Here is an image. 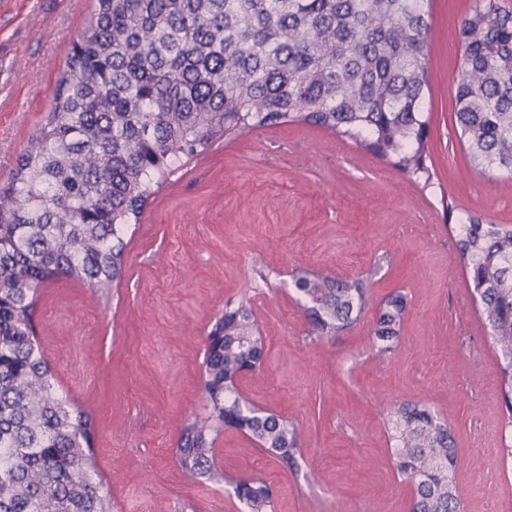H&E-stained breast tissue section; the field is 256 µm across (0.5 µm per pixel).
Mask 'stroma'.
<instances>
[{"mask_svg": "<svg viewBox=\"0 0 512 512\" xmlns=\"http://www.w3.org/2000/svg\"><path fill=\"white\" fill-rule=\"evenodd\" d=\"M482 0H432L430 162L417 184L354 141L296 123L214 144L150 197L124 237L119 285L91 299L61 279L42 288L35 324L57 391L98 421L97 470L113 512H244L231 486L187 478L175 449L202 413L205 338L227 304L247 301L264 362L244 397L299 430L293 468L226 429L215 464L259 476L274 512H408L386 406L427 405L459 449L467 512H512L495 350L457 256L456 218L512 224V178L469 163L454 122L456 31ZM90 0H0V185L47 111ZM370 283L360 320L310 336L296 271ZM409 298L394 350L374 335L381 302Z\"/></svg>", "mask_w": 512, "mask_h": 512, "instance_id": "1", "label": "stroma"}]
</instances>
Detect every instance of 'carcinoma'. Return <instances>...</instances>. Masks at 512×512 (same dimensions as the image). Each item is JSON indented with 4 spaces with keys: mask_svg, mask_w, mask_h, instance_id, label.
Returning <instances> with one entry per match:
<instances>
[{
    "mask_svg": "<svg viewBox=\"0 0 512 512\" xmlns=\"http://www.w3.org/2000/svg\"><path fill=\"white\" fill-rule=\"evenodd\" d=\"M460 22L454 114L471 166L512 176V9L484 0ZM431 0H92L49 109L0 188V512H112L96 469L98 424L59 395L33 321L39 291L65 277L91 297L124 273L123 233L181 158L293 122L328 130L411 180L427 165ZM459 261L498 354L503 421L512 427V224H458ZM311 334L361 316L368 288L331 271L296 272ZM406 294L378 309L375 336L397 339ZM205 414L181 430L194 479L225 481L247 512H273L271 485L213 469L216 438L243 431L296 464L294 423L245 400L238 381L263 363L249 306H226L206 336ZM394 467L410 512H464L459 450L426 406L391 403Z\"/></svg>",
    "mask_w": 512,
    "mask_h": 512,
    "instance_id": "obj_1",
    "label": "carcinoma"
}]
</instances>
